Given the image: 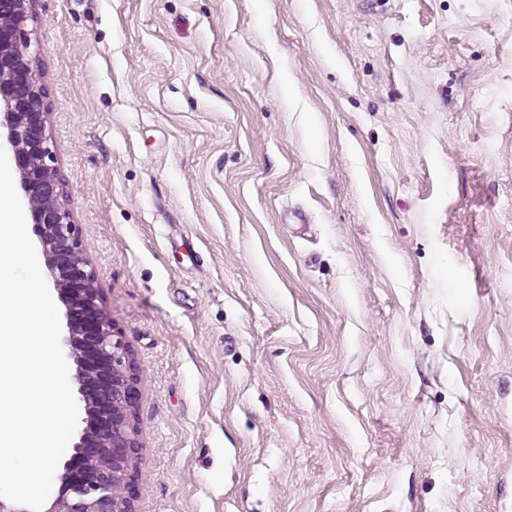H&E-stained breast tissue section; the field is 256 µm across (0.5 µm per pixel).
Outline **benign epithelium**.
Wrapping results in <instances>:
<instances>
[{
    "instance_id": "7a95c632",
    "label": "benign epithelium",
    "mask_w": 512,
    "mask_h": 512,
    "mask_svg": "<svg viewBox=\"0 0 512 512\" xmlns=\"http://www.w3.org/2000/svg\"><path fill=\"white\" fill-rule=\"evenodd\" d=\"M34 0H0V107L45 263L67 307V345L85 427L45 512H136L143 446L136 422L139 368L104 306L94 270L64 204L48 146L47 88L32 43Z\"/></svg>"
}]
</instances>
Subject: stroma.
Listing matches in <instances>:
<instances>
[{
	"label": "stroma",
	"mask_w": 512,
	"mask_h": 512,
	"mask_svg": "<svg viewBox=\"0 0 512 512\" xmlns=\"http://www.w3.org/2000/svg\"><path fill=\"white\" fill-rule=\"evenodd\" d=\"M33 12L137 512H512V0Z\"/></svg>",
	"instance_id": "obj_1"
}]
</instances>
